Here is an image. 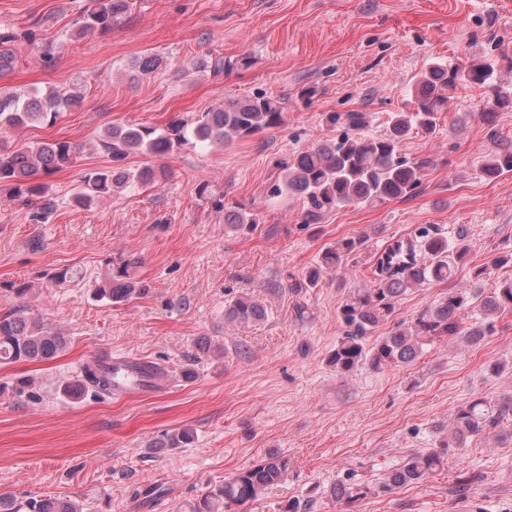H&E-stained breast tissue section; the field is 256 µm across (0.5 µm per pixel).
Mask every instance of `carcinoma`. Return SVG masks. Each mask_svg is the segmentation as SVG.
I'll return each mask as SVG.
<instances>
[{
    "instance_id": "1",
    "label": "carcinoma",
    "mask_w": 512,
    "mask_h": 512,
    "mask_svg": "<svg viewBox=\"0 0 512 512\" xmlns=\"http://www.w3.org/2000/svg\"><path fill=\"white\" fill-rule=\"evenodd\" d=\"M130 7L131 0H98L97 6L87 12L81 33L109 29L112 20ZM12 41L13 37L0 35V73L15 65V53L9 48ZM160 65V58L148 54L137 60L135 70L148 75ZM462 86L488 89L489 99L482 117L489 125L494 123L498 110L512 106V96L502 92L496 83L493 65L479 61L434 62L416 81L410 109L395 113L383 135L361 133L368 125L365 112L328 113L326 122L331 126H344L355 134L345 133L294 155L288 161L284 186H275L273 193L287 191L304 196L306 224L314 223L334 208L375 206L388 200L414 197L420 192L423 171L431 161L408 159L400 153L401 143L414 130L435 132L445 102ZM81 101V94L75 90L51 89L44 93L33 88L20 94L0 87V132H15L37 124L52 125L60 113L74 109ZM283 112L281 98L258 94L201 112L190 123L173 121L164 130L144 125H113L99 137V145L111 155L112 167L86 173L74 195L75 202L84 205L108 197L135 180L149 185L165 178L164 170L150 166L136 173L124 168L123 161L132 153L146 151L163 155L190 142L230 143L281 125ZM78 151L76 144L64 139L36 143L18 140L11 147L0 146V191L7 190L15 197L44 196L48 186L35 181L36 176L68 168ZM482 172L489 181L512 174V145L502 146L487 156ZM364 245L361 237L342 240L324 254L322 268L308 271L296 287L317 286L321 269L341 268L347 256ZM467 251L463 233L452 236L438 224H422L411 237L390 240L376 251L369 287L348 294L339 308L342 336L329 358L336 372L347 374L366 363L376 369L408 365L420 356L424 344L445 336H460L476 343L492 335L494 316L512 312V279L496 282L489 295L482 285L489 275V267L511 262L512 253L494 258L489 266L474 268L470 287L452 286L410 323L397 324L386 336H373L376 328L393 316L396 298L426 283L452 281ZM130 265L132 261L125 260L112 266L109 277L96 287L97 296L120 304L148 294V284L130 277ZM473 304L483 315L479 326H467L463 318L464 310ZM226 317L249 325L261 321L264 312L249 296L243 295L233 301ZM66 345L62 332L27 316L22 309L0 316V363L49 360ZM89 391L96 395L112 394V376L86 367L82 375L63 387V394L73 399ZM474 437L512 439L511 397L475 399L458 408L448 440L441 442L437 449L406 455L382 489L425 481L443 467L448 449H462ZM193 439L191 430L182 429L166 435L159 447L181 448ZM289 467L288 457L270 452L260 461L224 478V484L194 499L183 512H233V507L258 500L270 487L285 480ZM480 479L479 474L464 470L456 478L455 490L463 495ZM369 492V486L348 477L336 484L332 495L338 502H351L365 498ZM0 512H80V509L69 497L43 495L20 500L0 494Z\"/></svg>"
}]
</instances>
